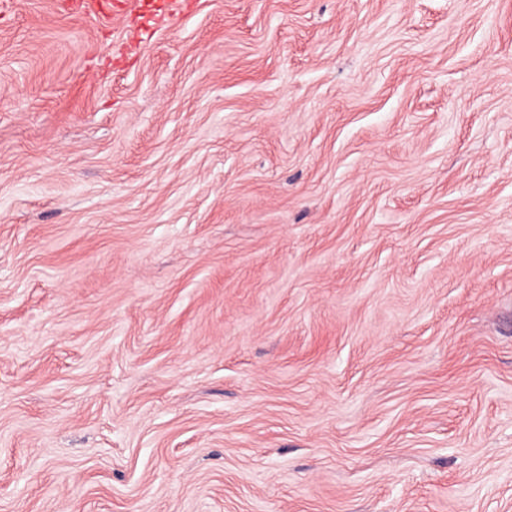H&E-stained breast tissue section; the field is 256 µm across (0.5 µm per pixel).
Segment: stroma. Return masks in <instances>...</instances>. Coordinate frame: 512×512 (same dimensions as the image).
<instances>
[{
	"label": "stroma",
	"mask_w": 512,
	"mask_h": 512,
	"mask_svg": "<svg viewBox=\"0 0 512 512\" xmlns=\"http://www.w3.org/2000/svg\"><path fill=\"white\" fill-rule=\"evenodd\" d=\"M0 19V512H512V0Z\"/></svg>",
	"instance_id": "1"
}]
</instances>
